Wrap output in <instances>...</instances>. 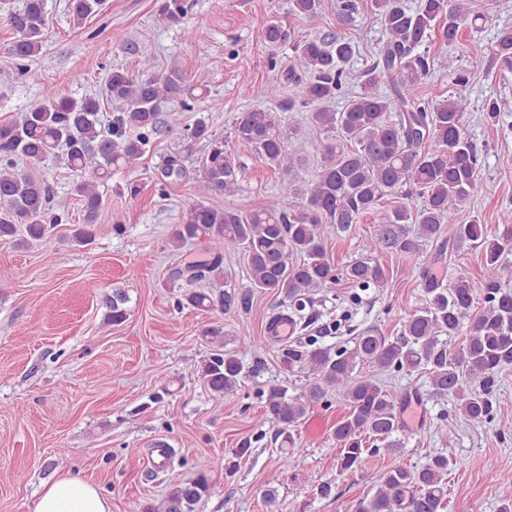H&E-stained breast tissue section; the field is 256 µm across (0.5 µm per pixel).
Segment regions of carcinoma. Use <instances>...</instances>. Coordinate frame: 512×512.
<instances>
[{
	"label": "carcinoma",
	"instance_id": "1",
	"mask_svg": "<svg viewBox=\"0 0 512 512\" xmlns=\"http://www.w3.org/2000/svg\"><path fill=\"white\" fill-rule=\"evenodd\" d=\"M291 3L314 30L292 46L286 69L288 109L308 113L309 125L323 135L320 161L310 180L300 176L306 161L300 131L285 127L273 107L280 84H262L256 96L263 106L240 113L232 134L278 172L280 202L257 197L244 213L207 204L211 196L238 191L241 165L205 121L182 125V113L194 110L197 96L181 68L172 65L157 73L153 57L145 55L136 76L122 68L108 72L105 96L120 105L109 125L103 123L98 99L65 96L52 88L43 89L35 105L0 125V240L16 247L38 242L52 248L55 230L63 223L52 205L53 187L47 177L18 167V161L35 167L51 161L84 177L77 186L82 223L71 225L69 242L85 246L99 230L104 206L100 187L112 172L135 167L162 130L181 131L206 141L208 151L195 179L198 200L172 229L170 243L178 248L204 240L210 255L174 272L176 279L210 285L177 299L181 309L249 304L248 292L225 291L219 300L213 298L212 289L225 284L226 246L246 256L252 290L299 312L311 303L310 289L341 278L363 291L386 287L381 255H415L436 242L442 252L467 245L481 254L482 274L476 279L460 275L448 284L421 271L423 303L405 314L396 336L367 329L351 347L325 345L317 335L281 346L282 369L305 370L311 376L306 394L290 395L279 385L259 393L266 419L277 426L283 442L291 444L280 457L281 467L294 468L300 462L304 449L293 447V431L305 420L310 402L332 395L348 406L333 432L339 471L357 470L368 454L400 453L397 397L377 384L376 374L423 368L431 397L451 395L468 419L496 420L500 432H512V419L496 418L495 400L501 375L512 369V266L503 259L505 252H512V226L492 234L479 218L460 214L480 174L479 154L467 132L468 99L460 93L442 100L419 95L431 72L430 56L423 49L429 38L435 34L451 43L466 23L487 15L477 10L476 0H418L413 8L406 0H373L384 41L373 65L358 69L351 65L357 43L337 31L321 32L320 21L329 9L338 24L354 23L360 0ZM104 7L105 0H69L77 25ZM186 14V0H160L156 21L179 26ZM7 21L15 34L7 52L18 60L38 55L48 25L44 0H20ZM255 36L273 50L289 40L288 31L275 21L260 26ZM498 63L512 66V30L500 33L486 60L489 69ZM382 83L391 86V94L380 93ZM354 88L358 92L343 110L324 107ZM165 101L179 102L181 111L161 118ZM374 211L380 221L367 244L369 256L335 266L327 251L329 241ZM129 302L123 288L106 294V322H125ZM463 327L465 339L452 344ZM203 335L209 339V352L189 373L216 398L237 393L243 365L236 352L225 348L224 328L212 326ZM371 439L376 445L364 447ZM447 475L445 455L434 456L420 468L384 469L359 512H441ZM210 486V474L201 472L173 484L160 505L148 503L141 512H196Z\"/></svg>",
	"mask_w": 512,
	"mask_h": 512
}]
</instances>
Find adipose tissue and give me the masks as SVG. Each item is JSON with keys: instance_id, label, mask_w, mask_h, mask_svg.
I'll return each instance as SVG.
<instances>
[{"instance_id": "ef3b65f1", "label": "adipose tissue", "mask_w": 512, "mask_h": 512, "mask_svg": "<svg viewBox=\"0 0 512 512\" xmlns=\"http://www.w3.org/2000/svg\"><path fill=\"white\" fill-rule=\"evenodd\" d=\"M33 512H112V504L94 484L63 473L42 488Z\"/></svg>"}]
</instances>
